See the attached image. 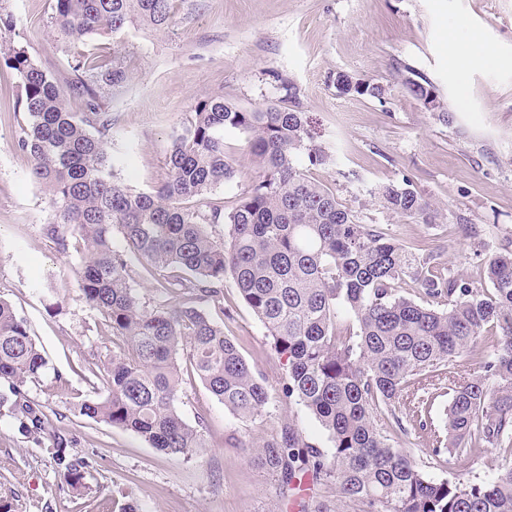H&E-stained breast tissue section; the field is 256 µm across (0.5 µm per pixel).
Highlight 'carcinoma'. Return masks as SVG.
Listing matches in <instances>:
<instances>
[{"instance_id": "1", "label": "carcinoma", "mask_w": 512, "mask_h": 512, "mask_svg": "<svg viewBox=\"0 0 512 512\" xmlns=\"http://www.w3.org/2000/svg\"><path fill=\"white\" fill-rule=\"evenodd\" d=\"M174 0H55L56 38L97 41L131 27L167 30ZM21 77L20 104L27 115L19 148L33 160L32 174L54 211L42 233L58 252H76L81 299L102 315L100 333L112 337V355L86 371L100 380L96 399L79 413L131 431L150 447L175 457L208 447L207 418L184 420L181 354L197 379L240 418L260 416L268 387L211 319L206 305L224 304V279L272 337L287 369L283 395L307 408L333 443L326 459L289 424L255 452L282 487L300 476L336 479L340 505L356 512H512V250L483 259V280L451 268L433 271L377 224L357 212L296 164L332 163L309 118L283 100L247 111L224 96L197 101L191 120L171 135L166 180L149 192L117 176L106 133L112 114L102 111L99 90L123 82L127 59L117 53H75V78L62 84L23 48L0 57ZM343 95L381 101L379 83L336 73ZM417 99L437 102L423 78L406 83ZM79 97L85 111L73 112ZM244 135L257 169L231 210L210 198L236 177L224 153V131ZM383 209L434 224L438 208L409 180L375 191ZM228 227L224 237L213 228ZM127 251L113 245L115 235ZM141 259L157 282L149 304L136 288L128 253ZM416 282L426 301L401 294ZM354 323H339L341 308ZM475 365L461 373L458 363ZM47 361L13 306L0 298V407L19 417L21 431L37 441L47 415L27 399ZM448 397L443 429L432 454L449 466L493 454L489 478L471 483L433 480L395 446L398 414L426 426L434 402ZM67 443L51 450L65 464V482L85 485L80 466L67 464Z\"/></svg>"}]
</instances>
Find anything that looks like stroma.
Here are the masks:
<instances>
[{
    "label": "stroma",
    "mask_w": 512,
    "mask_h": 512,
    "mask_svg": "<svg viewBox=\"0 0 512 512\" xmlns=\"http://www.w3.org/2000/svg\"><path fill=\"white\" fill-rule=\"evenodd\" d=\"M165 31L127 30L98 40L104 51L130 58L127 79L104 103L112 114L111 154L116 171L137 190L166 177L172 132L186 123L198 99L221 95L254 110L283 97L291 82L332 153L326 167L297 164L357 211L419 256L471 279L480 276L475 251L512 249V0H176ZM53 0H0V49L25 48L60 81L70 80L79 42L50 35ZM487 63L468 58L474 39ZM456 56H449V47ZM385 86L384 100L342 96L337 72ZM431 81L448 109L440 121L405 88L407 77ZM20 79L0 65V297L27 322L47 360L27 387L49 419L52 434L69 439L67 458L84 465L86 485L67 486L63 465L23 435L15 415L0 408V506L9 512H97V497L143 512H316L336 508L333 488L303 480L281 492L251 451L283 424H291L324 455L332 443L316 417L282 394L286 369L271 336L224 282V307L214 319L271 392L261 417L227 411L196 378H188L179 409L187 421L208 420L206 450L171 458L132 432L81 416L76 405L96 397L87 361L105 358L112 341L100 335L101 316L82 301L77 254L59 253L44 237L49 200L32 177L33 162L17 146L25 114ZM224 151L237 176L215 191L233 207L256 174L238 132L224 133ZM409 179L440 206L437 223L391 215L373 196L386 183ZM475 225L470 237L466 225ZM431 430L415 429L403 446L435 480L476 481L496 463L483 457L448 468L434 459ZM242 440L233 447L228 435Z\"/></svg>",
    "instance_id": "obj_1"
}]
</instances>
